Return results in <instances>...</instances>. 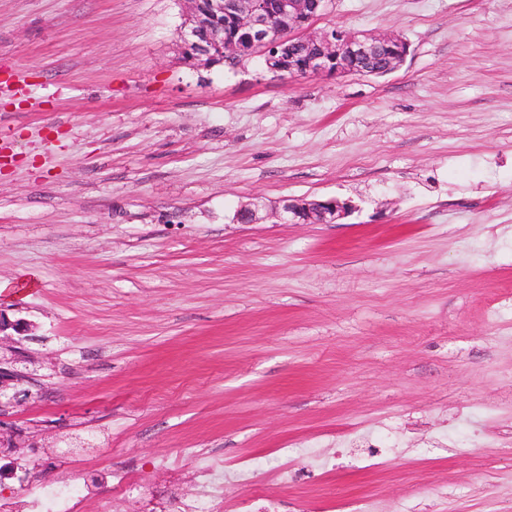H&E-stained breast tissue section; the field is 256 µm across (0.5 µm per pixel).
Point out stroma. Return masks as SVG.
Wrapping results in <instances>:
<instances>
[{
    "label": "stroma",
    "mask_w": 512,
    "mask_h": 512,
    "mask_svg": "<svg viewBox=\"0 0 512 512\" xmlns=\"http://www.w3.org/2000/svg\"><path fill=\"white\" fill-rule=\"evenodd\" d=\"M185 8L0 0V307L32 325V396L0 413L17 462L190 496L193 462L159 461L207 448L224 512L256 491L512 512V0H330L313 30L410 45L338 78L189 65ZM335 197L359 212L280 218ZM258 462L259 489L237 481ZM105 478L110 484L112 490V498L114 497H131L134 492L154 497L156 491L154 487L144 485L142 477L133 470L103 468Z\"/></svg>",
    "instance_id": "obj_1"
}]
</instances>
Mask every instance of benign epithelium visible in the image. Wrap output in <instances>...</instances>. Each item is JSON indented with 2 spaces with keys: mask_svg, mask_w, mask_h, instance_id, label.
I'll use <instances>...</instances> for the list:
<instances>
[{
  "mask_svg": "<svg viewBox=\"0 0 512 512\" xmlns=\"http://www.w3.org/2000/svg\"><path fill=\"white\" fill-rule=\"evenodd\" d=\"M195 2L187 0L184 17L183 49L199 57L210 55L211 48L224 44L223 32L215 31L210 44L196 41L198 36ZM327 8V0H208V13L214 20L224 18L236 40L227 44V53L235 56L244 51L253 56L270 58L279 48L290 45H305L317 48L305 64L292 67L295 75H321L341 77L355 73L380 56L390 57L382 73L395 71L409 54L410 45L395 34H372L350 32L335 28L312 32L310 28ZM358 206L347 200L336 198L316 201L313 204L288 203L283 209L282 219L293 223L307 216L316 217L317 222L331 224L348 217ZM30 324L23 319L10 320L0 312V346L14 342V336L29 331ZM23 381L21 372L0 367V399L6 405H18L25 401L28 393L16 390L8 395L10 384Z\"/></svg>",
  "mask_w": 512,
  "mask_h": 512,
  "instance_id": "obj_1",
  "label": "benign epithelium"
}]
</instances>
